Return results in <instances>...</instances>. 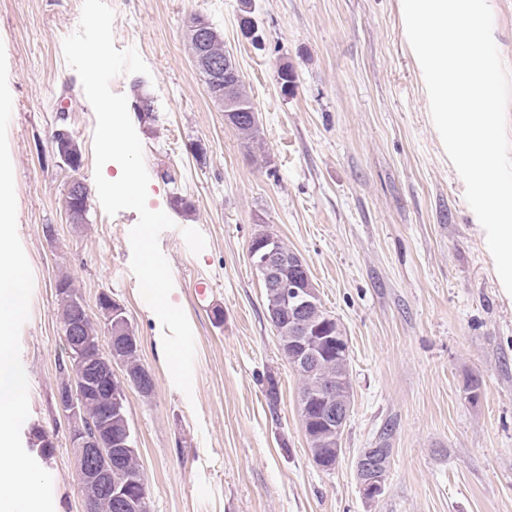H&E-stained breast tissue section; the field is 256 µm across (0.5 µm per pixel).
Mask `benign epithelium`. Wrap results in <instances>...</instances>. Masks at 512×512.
Returning a JSON list of instances; mask_svg holds the SVG:
<instances>
[{"label": "benign epithelium", "mask_w": 512, "mask_h": 512, "mask_svg": "<svg viewBox=\"0 0 512 512\" xmlns=\"http://www.w3.org/2000/svg\"><path fill=\"white\" fill-rule=\"evenodd\" d=\"M198 70H210L224 74L222 106L224 119L228 123L243 120L250 110L241 106L235 96V81L240 78L234 56L224 52V67L200 56L194 59ZM249 258L265 287L286 296L288 307L295 316V335L288 337V353L292 367L312 374L316 372L324 354V346L336 345V357L346 360L347 337L334 336L332 332L313 327L307 321L310 308L317 304V289L300 257L279 247L278 239L271 235L249 246ZM117 318L106 325L107 348L94 342L95 360L84 364L82 375L56 391V404L69 424L70 447L74 448L75 470L82 489L84 512H96L100 496H109L120 509L130 507L144 509L148 503V482L143 474L132 478L128 484H112V464L120 459L122 452L132 447V435L125 432L120 438L112 437V415L120 412L121 400L113 391H106L110 377L115 375L117 350L125 346L129 337L123 335L121 321L126 319L124 309L113 303ZM66 355L83 359L88 342L82 333V325L72 322L61 327ZM91 396L99 397L101 414L99 428L90 431L84 424L81 408ZM319 409V425L309 426V409ZM351 404L345 398L338 402L335 390L321 395L300 396V410L307 439L319 448L342 447V435L350 414ZM362 477L360 490L368 500L377 498L384 487L387 473V458L382 448H367L357 459Z\"/></svg>", "instance_id": "7a95c632"}]
</instances>
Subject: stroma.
Segmentation results:
<instances>
[{"mask_svg":"<svg viewBox=\"0 0 512 512\" xmlns=\"http://www.w3.org/2000/svg\"><path fill=\"white\" fill-rule=\"evenodd\" d=\"M107 2L116 49H135L149 68L110 87L128 103L140 92L152 101V120L129 116L150 178L147 206L174 222L159 244L170 301L194 335L193 393L175 387L163 327L130 268L138 214L107 215L96 191V116L63 54L83 0H0L17 232L33 273L20 357L27 422L55 443L45 465L55 512L83 510L55 401L63 276L92 319L101 294L121 304L140 340L155 387L147 397L128 389L126 407L150 512H512V299L433 124L400 0H254L256 41L240 30V0ZM193 15L223 33L269 164L249 158L208 94L187 41ZM284 67L295 75L286 93ZM62 126L82 150L75 172L53 146ZM74 178L89 190L84 224L68 223L63 208ZM262 227L306 263L349 340L352 404L331 471L312 458L299 379L248 258ZM202 280L212 286L203 301ZM388 424L384 490L368 501L356 459Z\"/></svg>","mask_w":512,"mask_h":512,"instance_id":"stroma-1","label":"stroma"}]
</instances>
